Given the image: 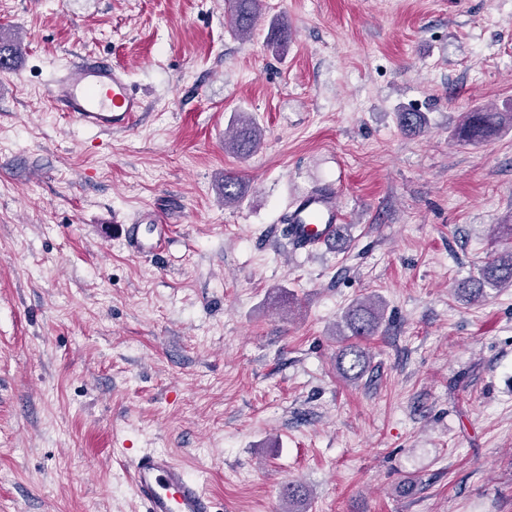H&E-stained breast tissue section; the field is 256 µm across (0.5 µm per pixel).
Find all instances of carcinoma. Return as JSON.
<instances>
[{
  "instance_id": "obj_1",
  "label": "carcinoma",
  "mask_w": 512,
  "mask_h": 512,
  "mask_svg": "<svg viewBox=\"0 0 512 512\" xmlns=\"http://www.w3.org/2000/svg\"><path fill=\"white\" fill-rule=\"evenodd\" d=\"M261 0H232L230 25L235 34L249 38L260 18ZM401 125L409 131H421L426 126L425 115L421 112H402L399 114ZM503 117L499 112L473 111L465 113L457 136L463 141H480L493 135L502 125ZM232 139L229 147L242 157L255 152L261 143L262 131L255 118L242 112L235 116L232 123ZM224 203L240 202L245 194V184L234 174H224ZM512 288V248L491 256L479 269V274L461 281L457 286V295L469 303L486 297L490 291ZM385 308L368 296L354 301L344 311L342 322L355 341L338 351L337 369L340 375L349 381L361 378L368 368L367 352L358 343V339L373 336L378 331Z\"/></svg>"
}]
</instances>
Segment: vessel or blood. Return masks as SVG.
Segmentation results:
<instances>
[{"label": "vessel or blood", "instance_id": "1", "mask_svg": "<svg viewBox=\"0 0 512 512\" xmlns=\"http://www.w3.org/2000/svg\"><path fill=\"white\" fill-rule=\"evenodd\" d=\"M48 88L71 122L96 134L130 130L144 108L127 71L104 58L71 62L51 76ZM344 221L335 191L326 187L292 201L284 232L295 250L313 253L335 243ZM155 231L147 237L140 225L124 227L132 251L143 256L156 254L167 243L165 225H156ZM128 468L146 512H214L210 496L171 456L146 452Z\"/></svg>", "mask_w": 512, "mask_h": 512}]
</instances>
